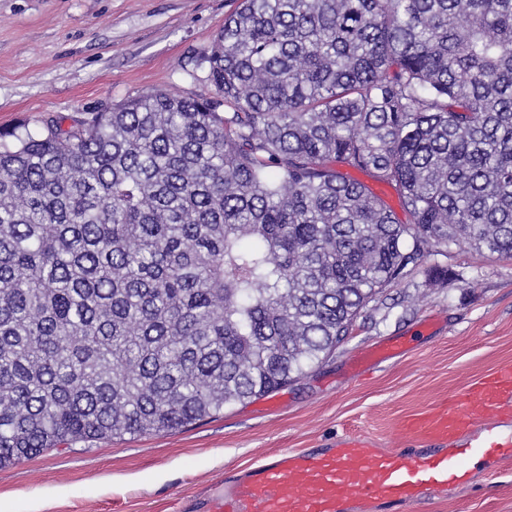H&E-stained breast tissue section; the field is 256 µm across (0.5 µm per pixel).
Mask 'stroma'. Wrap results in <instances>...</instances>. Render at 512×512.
<instances>
[{
	"mask_svg": "<svg viewBox=\"0 0 512 512\" xmlns=\"http://www.w3.org/2000/svg\"><path fill=\"white\" fill-rule=\"evenodd\" d=\"M231 0H0V130L39 132L152 91L208 93L209 55ZM408 348L353 370L381 341ZM512 363V258L469 245L422 258L362 310L309 374L268 396L156 436L48 450L0 468V512H198L240 468L281 449L364 434L410 448L407 418ZM468 485L371 512H512V464Z\"/></svg>",
	"mask_w": 512,
	"mask_h": 512,
	"instance_id": "1",
	"label": "stroma"
}]
</instances>
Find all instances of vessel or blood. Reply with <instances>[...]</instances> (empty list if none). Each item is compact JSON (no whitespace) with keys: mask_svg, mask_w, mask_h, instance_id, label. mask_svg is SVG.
<instances>
[{"mask_svg":"<svg viewBox=\"0 0 512 512\" xmlns=\"http://www.w3.org/2000/svg\"><path fill=\"white\" fill-rule=\"evenodd\" d=\"M512 366L458 392L449 409L418 415L408 430L431 440L428 448L386 451L362 437L345 436L335 447L285 450L246 468L204 497L202 512H350L386 501L406 505L469 480L474 459L512 460Z\"/></svg>","mask_w":512,"mask_h":512,"instance_id":"vessel-or-blood-1","label":"vessel or blood"}]
</instances>
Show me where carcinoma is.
<instances>
[{
    "label": "carcinoma",
    "instance_id": "cac0c4a2",
    "mask_svg": "<svg viewBox=\"0 0 512 512\" xmlns=\"http://www.w3.org/2000/svg\"><path fill=\"white\" fill-rule=\"evenodd\" d=\"M207 62L0 131V467L271 394L421 258L512 257V0H238Z\"/></svg>",
    "mask_w": 512,
    "mask_h": 512
}]
</instances>
